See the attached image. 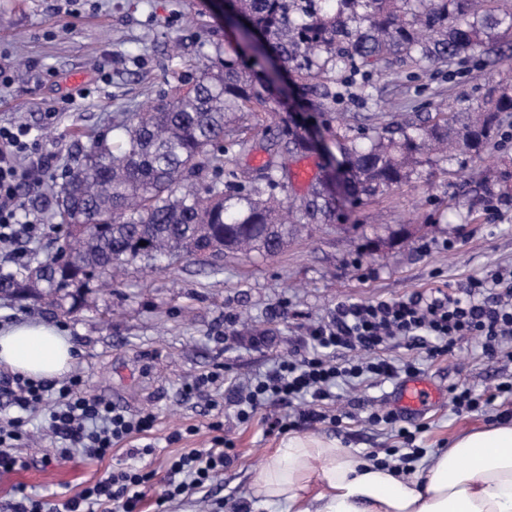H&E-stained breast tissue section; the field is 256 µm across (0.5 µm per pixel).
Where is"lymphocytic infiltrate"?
<instances>
[{"mask_svg": "<svg viewBox=\"0 0 512 512\" xmlns=\"http://www.w3.org/2000/svg\"><path fill=\"white\" fill-rule=\"evenodd\" d=\"M32 129L27 125L0 124V253L23 261L15 244L20 236L37 239L41 225L27 219L23 188H34L48 174L51 159L39 154ZM397 336L414 347L426 348L428 357L447 354L460 341L479 340L484 355L495 357L504 342L512 343V270L446 292L434 289L408 299H378L338 303L330 320L309 327L305 352L283 360L237 391L236 416L248 421L268 405H288L290 421L268 417V429H301L324 420L339 423V416H326L323 406L333 400V387L347 378L364 375L386 382L399 375H414L417 367L378 357L377 352ZM349 352L343 363L331 355ZM83 378L72 374L63 381L35 380L20 374H0V396L10 399L17 414L0 420V469H16L19 461L11 448L23 436L29 415L47 410L48 429L61 440L56 452L43 462L56 465L81 456L102 460L113 448L134 438L149 436L157 420L150 411L131 412L109 400L83 393ZM151 446L130 449L125 467L110 470L80 495L57 503L21 493L9 503L8 512H137L149 493L158 503L175 500L184 493L201 490L223 471L230 454L223 437H213L210 447L194 448L173 459L164 483L144 465Z\"/></svg>", "mask_w": 512, "mask_h": 512, "instance_id": "f902f5d3", "label": "lymphocytic infiltrate"}]
</instances>
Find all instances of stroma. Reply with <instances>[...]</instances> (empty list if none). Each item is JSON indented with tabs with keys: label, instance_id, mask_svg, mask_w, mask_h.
Returning a JSON list of instances; mask_svg holds the SVG:
<instances>
[{
	"label": "stroma",
	"instance_id": "35a3bbf8",
	"mask_svg": "<svg viewBox=\"0 0 512 512\" xmlns=\"http://www.w3.org/2000/svg\"><path fill=\"white\" fill-rule=\"evenodd\" d=\"M251 59L250 47L226 24L216 0H0V69L13 77L0 90V123L23 122L42 134L53 155L55 177H62L94 137L111 136L113 124L128 112L157 102L177 81H189L196 64L213 56L214 44ZM512 79V69L452 64L431 68L410 80L401 73L373 74L367 86H353L348 98L328 109L325 123H311L315 136L335 149V132L381 128L391 120L379 103L406 102L407 120L423 122L425 105L441 96L455 108L476 101L488 86ZM282 98L274 100L269 124L290 113L310 121L317 97L283 77ZM56 111L46 122L44 114ZM512 268V114L504 115L498 137L478 156L452 163L430 162L408 182L345 204L330 224L313 225L278 254H227L215 265L184 259L166 270L130 263L111 294L92 288L84 301L64 314L50 306L36 311L0 299V325L48 321L61 325L78 357L73 365L87 394L127 410L151 408L158 420L155 446L146 461L166 473L171 459L208 446L212 420L204 401L184 399L183 384L222 370L217 396L224 407L222 435L231 460L203 493L174 501L166 512H233L251 500V483L265 453L280 434H266L260 418L238 421L233 385L264 373L300 347L309 323L328 320L338 303L406 299L432 288L450 291L473 277ZM383 357L419 365L417 381L434 391L419 411H401L399 393L406 377L380 383L365 379L336 391L340 425L317 424L313 432L338 440L352 454L367 448H398L399 430L415 434V447L437 454L464 430L512 421V396L476 409H457L453 393L487 395L512 383V364L483 354L474 342L430 358L408 340H391ZM395 410V426L374 424L372 413ZM196 435H186L187 427ZM31 440L15 450L23 469L0 471V512L28 493L79 494L106 470L120 467L126 447L104 460L43 466V454L58 442L37 412ZM182 431L183 440L167 436Z\"/></svg>",
	"mask_w": 512,
	"mask_h": 512
}]
</instances>
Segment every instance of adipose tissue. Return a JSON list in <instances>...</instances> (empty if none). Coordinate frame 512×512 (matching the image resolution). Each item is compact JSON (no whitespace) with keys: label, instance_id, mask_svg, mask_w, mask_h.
I'll return each mask as SVG.
<instances>
[{"label":"adipose tissue","instance_id":"ef3b65f1","mask_svg":"<svg viewBox=\"0 0 512 512\" xmlns=\"http://www.w3.org/2000/svg\"><path fill=\"white\" fill-rule=\"evenodd\" d=\"M76 354L54 324L0 327V367L12 372L52 380ZM422 463V474L405 481L334 439L295 434L268 453L252 494L288 512H512V423L460 432Z\"/></svg>","mask_w":512,"mask_h":512}]
</instances>
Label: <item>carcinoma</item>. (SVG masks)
I'll return each instance as SVG.
<instances>
[{
  "instance_id": "1",
  "label": "carcinoma",
  "mask_w": 512,
  "mask_h": 512,
  "mask_svg": "<svg viewBox=\"0 0 512 512\" xmlns=\"http://www.w3.org/2000/svg\"><path fill=\"white\" fill-rule=\"evenodd\" d=\"M226 9L225 21L258 54L323 99L343 73L416 76L429 65L462 64L512 34V0H229ZM268 103L267 86L239 56L215 47L190 85L122 116L115 143L91 141L62 183L35 195L59 219L63 241L25 272L0 275V294L71 312L91 283L136 260L273 255L304 225L336 218V184L353 198L370 196L411 179L425 154H477L512 112L508 89L490 88L463 118L437 108L423 125L344 136L346 171L336 173V158H327L322 175L285 207L292 166L317 151L297 128L266 126L264 164L224 168V141L247 148L239 121L261 119Z\"/></svg>"
}]
</instances>
